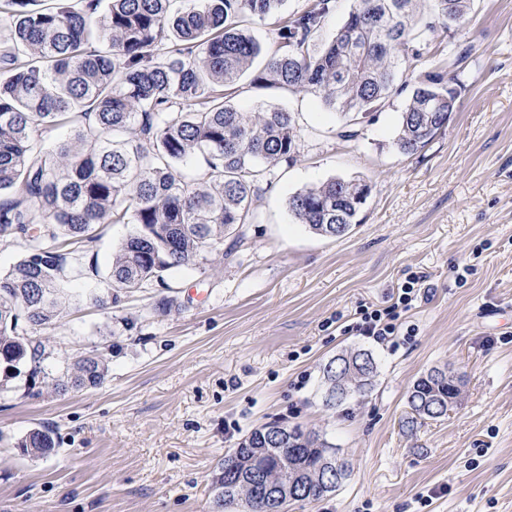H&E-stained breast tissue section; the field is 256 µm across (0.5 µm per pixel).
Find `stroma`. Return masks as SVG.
<instances>
[{
	"instance_id": "35a3bbf8",
	"label": "stroma",
	"mask_w": 512,
	"mask_h": 512,
	"mask_svg": "<svg viewBox=\"0 0 512 512\" xmlns=\"http://www.w3.org/2000/svg\"><path fill=\"white\" fill-rule=\"evenodd\" d=\"M455 42L466 58L433 52L413 73L456 76L458 97L411 156L393 146L404 98L345 142L312 96L240 82L237 106L293 113L297 162L254 194L242 236L118 309L88 301L96 277L77 281L84 301L45 340L63 358L103 354V385L58 392L0 366V512H211L217 459L275 420L324 433L352 467L288 512H512V0H476ZM334 177L370 184L359 224L324 238L291 223V196ZM412 274L429 293L405 315L411 340L390 351L337 333V316L389 304ZM358 349L376 360L373 389L326 408L324 364ZM435 367L462 375L460 401L407 427L408 393ZM44 427L54 451L22 454Z\"/></svg>"
}]
</instances>
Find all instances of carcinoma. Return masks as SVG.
<instances>
[{
    "mask_svg": "<svg viewBox=\"0 0 512 512\" xmlns=\"http://www.w3.org/2000/svg\"><path fill=\"white\" fill-rule=\"evenodd\" d=\"M0 0V242L21 258L0 273V363L31 370L60 391L101 386L105 358L89 353L52 365L38 339L78 300L70 284L88 275L83 247L99 224H132L112 253L92 300L104 309L121 295L163 281L224 236L254 223L251 197L281 163L295 160L300 129L293 113L254 112L230 100L248 74L259 88L311 95L339 123L336 136L361 127L401 94L394 146L425 148L456 105L454 79L406 71L448 33L472 0H353L334 37L317 43L335 0ZM274 20L265 52L247 23ZM363 179L332 178L289 200L296 224L322 237L359 223ZM368 352L339 354L323 366V403L334 408L371 389ZM461 378L446 368L419 377L409 423L448 415ZM48 455L52 432L33 429L17 443ZM351 475L323 435L280 421L253 430L220 457L208 487L213 512L239 502L280 512L279 487L296 502L335 493Z\"/></svg>",
    "mask_w": 512,
    "mask_h": 512,
    "instance_id": "obj_1",
    "label": "carcinoma"
}]
</instances>
